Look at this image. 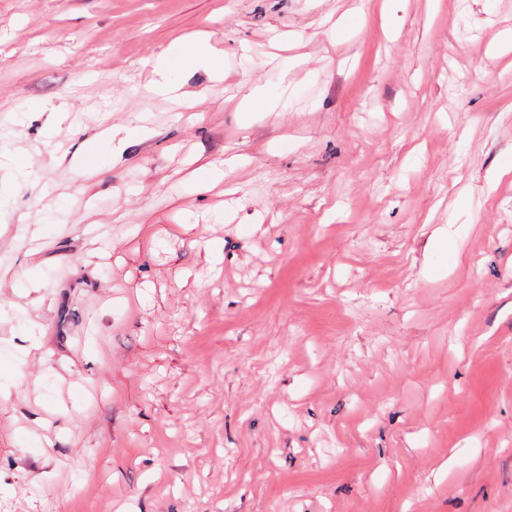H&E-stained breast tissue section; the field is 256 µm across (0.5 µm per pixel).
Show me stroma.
Instances as JSON below:
<instances>
[{
  "label": "stroma",
  "mask_w": 512,
  "mask_h": 512,
  "mask_svg": "<svg viewBox=\"0 0 512 512\" xmlns=\"http://www.w3.org/2000/svg\"><path fill=\"white\" fill-rule=\"evenodd\" d=\"M507 29L0 0V512H512Z\"/></svg>",
  "instance_id": "stroma-1"
}]
</instances>
